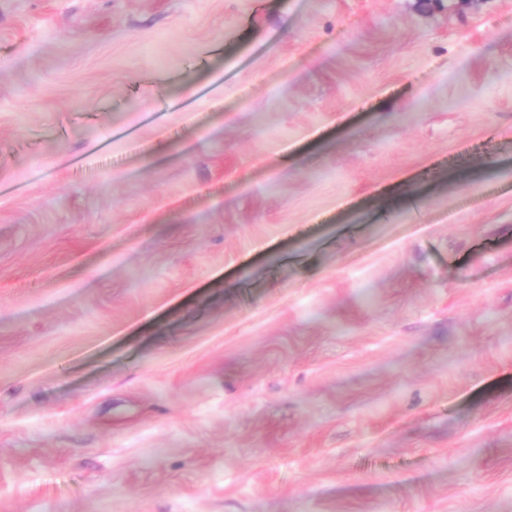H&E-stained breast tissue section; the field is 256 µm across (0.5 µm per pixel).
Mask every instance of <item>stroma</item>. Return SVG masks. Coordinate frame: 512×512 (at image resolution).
<instances>
[{
  "instance_id": "35a3bbf8",
  "label": "stroma",
  "mask_w": 512,
  "mask_h": 512,
  "mask_svg": "<svg viewBox=\"0 0 512 512\" xmlns=\"http://www.w3.org/2000/svg\"><path fill=\"white\" fill-rule=\"evenodd\" d=\"M0 512H512V0H0Z\"/></svg>"
}]
</instances>
